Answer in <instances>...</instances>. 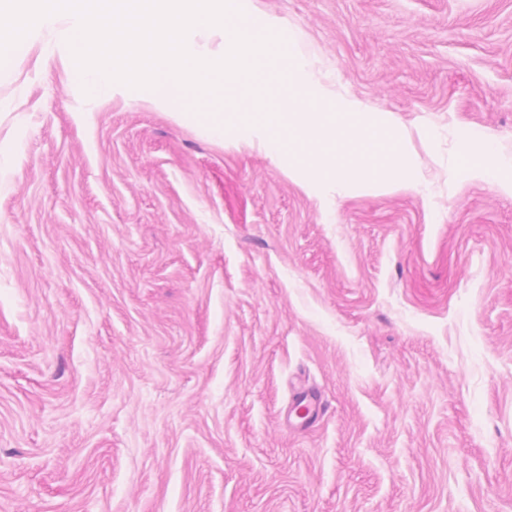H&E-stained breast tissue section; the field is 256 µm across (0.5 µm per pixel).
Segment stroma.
Returning <instances> with one entry per match:
<instances>
[{"mask_svg":"<svg viewBox=\"0 0 512 512\" xmlns=\"http://www.w3.org/2000/svg\"><path fill=\"white\" fill-rule=\"evenodd\" d=\"M425 185L327 196L0 63V512H512V0H254ZM326 414L288 421L295 386ZM461 161L472 177L485 179L493 172H500L503 169L512 170V159L502 157L496 150L494 142L487 141L480 154H471L464 151Z\"/></svg>","mask_w":512,"mask_h":512,"instance_id":"35a3bbf8","label":"stroma"}]
</instances>
